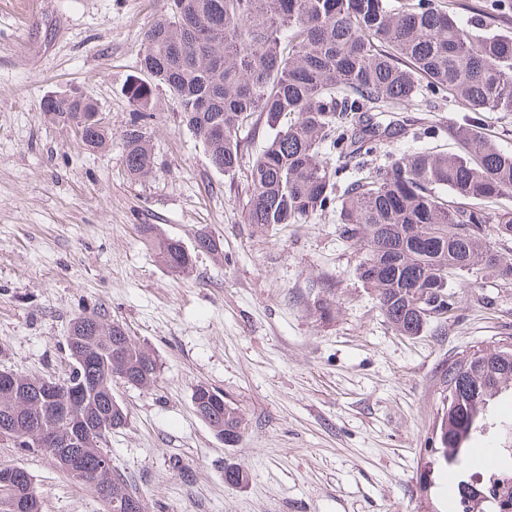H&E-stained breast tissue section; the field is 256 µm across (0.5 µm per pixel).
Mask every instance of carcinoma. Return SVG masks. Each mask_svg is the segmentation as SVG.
<instances>
[{"label": "carcinoma", "mask_w": 512, "mask_h": 512, "mask_svg": "<svg viewBox=\"0 0 512 512\" xmlns=\"http://www.w3.org/2000/svg\"><path fill=\"white\" fill-rule=\"evenodd\" d=\"M141 70L149 79L130 82L136 116L123 133L126 165L144 177L153 165L146 131L150 101L162 89L175 100L182 123L208 151L213 167L236 171L240 132L265 120L272 131L250 170L247 222L299 224L336 210L344 233L366 255L359 278L376 292L379 307L403 336H416L429 319L450 308L449 274L495 269L512 277V263L491 246L487 224L512 237V151L480 129L482 113L512 112V35L466 27L436 0H168V10L145 32ZM447 95L467 105V122L451 132L461 151L417 148L373 157L383 139L406 137L397 120L381 127L370 113ZM95 108L88 98L61 94L43 111L62 120ZM108 131L86 129L82 143L102 147ZM336 152L331 165L327 151ZM353 172L338 190L350 161ZM195 249L215 257L223 244L204 232ZM164 266L175 273L193 268V252L178 240L158 241ZM70 358L83 364L62 386L84 384L79 412L113 430L128 414L114 402L112 383L150 387L156 378L153 352L127 328L99 313L72 319ZM504 348L478 349L442 368L446 391L433 432L432 466L467 475L471 443L492 428L490 404L512 391V357ZM13 397L0 390V429L25 442L53 423L45 399L30 388ZM199 416L227 447L237 445L244 423L224 393L205 385L192 393ZM248 475L224 466V482L242 486ZM85 485L97 495L112 490L110 512H143L135 483L116 472H92ZM23 512H42L28 479L14 486ZM512 487L484 486L458 498L460 512H499L497 498Z\"/></svg>", "instance_id": "cac0c4a2"}]
</instances>
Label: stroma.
Here are the masks:
<instances>
[{
	"label": "stroma",
	"instance_id": "obj_1",
	"mask_svg": "<svg viewBox=\"0 0 512 512\" xmlns=\"http://www.w3.org/2000/svg\"><path fill=\"white\" fill-rule=\"evenodd\" d=\"M440 0L461 24L512 33V0ZM167 0H0V371L64 378L71 320L105 313L157 358L154 384L117 382L128 412L108 435L112 466L136 479L145 512H458L448 473L420 480L442 407L437 373L453 356L512 343V279L454 272L447 320L398 334L356 274L363 250L335 212L260 228L246 220L249 170L267 137L249 141L227 176L156 94L147 131L155 164L129 175L122 135L134 107L142 36ZM80 91L112 139L86 149L43 111ZM413 129L450 126L462 103L405 109ZM219 237L224 256L197 254L190 275L167 270L149 235L194 247ZM324 310H317L316 302ZM222 391L244 419L224 446L196 414V386ZM181 470H174V463ZM247 472L224 482L225 465ZM32 476L42 512H106L45 452L0 441V466Z\"/></svg>",
	"mask_w": 512,
	"mask_h": 512
}]
</instances>
